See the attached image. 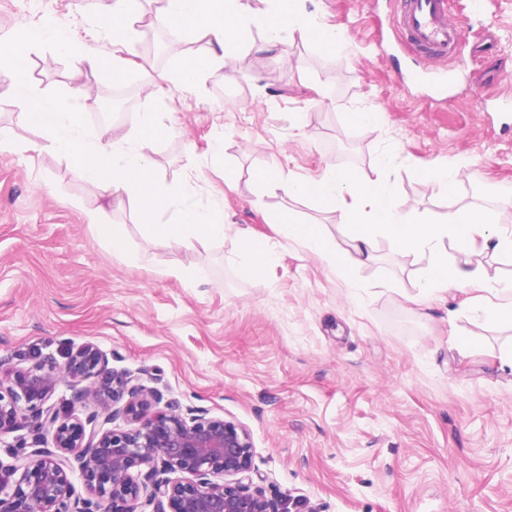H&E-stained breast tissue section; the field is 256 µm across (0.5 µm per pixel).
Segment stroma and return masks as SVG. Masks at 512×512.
Listing matches in <instances>:
<instances>
[{"instance_id":"35a3bbf8","label":"stroma","mask_w":512,"mask_h":512,"mask_svg":"<svg viewBox=\"0 0 512 512\" xmlns=\"http://www.w3.org/2000/svg\"><path fill=\"white\" fill-rule=\"evenodd\" d=\"M98 0H0V46L47 14L66 16L78 48L112 50ZM314 20L336 27L346 48L322 52L295 39L287 59L249 53L233 81L213 72L195 90L137 97L117 115L132 126L155 112L172 135L150 152L165 184L224 208L237 228L222 244L172 252L145 244L136 207L95 197L74 160L42 131L18 125L0 76V362L64 364L85 343L109 369L141 378L178 412L233 418L250 431L254 482L288 496L290 512H512V369L501 351L512 328L474 321L465 291L426 302L415 266L385 235L376 259L346 273L277 235L264 216L283 205L338 237L343 216L314 201H288L253 175L275 164L298 178L326 167L383 171L397 196L430 218L449 201L512 228V0H448L464 32L456 52L419 81L416 54L395 30L391 0H305ZM497 53H476L486 33ZM36 93L67 96L84 83L80 121L90 125L114 87L105 73L77 76L71 57L41 46L27 54ZM380 115L365 135L351 116ZM223 140L224 153L209 147ZM461 166L454 199L425 169ZM102 209L99 228L87 214ZM128 239L113 252V230ZM275 256L263 276L240 281L237 233ZM179 261L186 273L161 277ZM470 336L458 351L453 339Z\"/></svg>"}]
</instances>
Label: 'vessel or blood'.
I'll list each match as a JSON object with an SVG mask.
<instances>
[{
	"label": "vessel or blood",
	"mask_w": 512,
	"mask_h": 512,
	"mask_svg": "<svg viewBox=\"0 0 512 512\" xmlns=\"http://www.w3.org/2000/svg\"><path fill=\"white\" fill-rule=\"evenodd\" d=\"M392 4L398 28L419 50L425 65H434L461 43L460 29L448 18L447 0H392Z\"/></svg>",
	"instance_id": "b4317fda"
}]
</instances>
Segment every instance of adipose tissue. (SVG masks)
Segmentation results:
<instances>
[{
  "label": "adipose tissue",
  "mask_w": 512,
  "mask_h": 512,
  "mask_svg": "<svg viewBox=\"0 0 512 512\" xmlns=\"http://www.w3.org/2000/svg\"><path fill=\"white\" fill-rule=\"evenodd\" d=\"M154 2L155 25L173 36L169 54L174 65L149 75L144 89L150 95L167 84L200 87L217 70L232 77L244 52L257 46L250 40L255 30L264 34L257 47L267 52L281 51L297 36L316 41L329 54L343 45L336 28L309 18L302 0H265L261 10L254 9L250 0ZM98 13L103 28L112 33L110 55L75 50L68 19L57 15L23 30L10 48L0 49V74L11 82L19 122L44 131L52 149L74 159L92 194L118 206L135 203L147 241L158 239L177 251L223 241L233 227L226 224L222 207L202 204L160 181L149 151L169 138L172 129L156 113H139L130 129L112 124L87 132L81 129L77 113L61 111L55 97L32 99L23 56L42 43L71 55L77 73L104 71L116 84L141 70L134 50L140 32L134 20L143 16L144 0H99ZM189 41L202 43L203 52L186 54L184 45ZM254 179L259 185L281 188L288 197L308 198L323 210L342 213L344 222L333 240L321 225L299 219L290 208L269 218L282 238L323 257L337 271L372 261L376 236L383 233L401 256L413 258L418 299L428 300L468 283L474 291L469 301L474 320L512 325V279L470 267L473 257L487 251L512 256V232L489 223L481 211L452 203L441 218L431 219L415 214L383 175L359 178L331 166L318 178L302 180L270 165L256 171ZM169 213L174 216L170 222L165 219Z\"/></svg>",
  "instance_id": "obj_1"
}]
</instances>
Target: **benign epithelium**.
<instances>
[{
	"instance_id": "1",
	"label": "benign epithelium",
	"mask_w": 512,
	"mask_h": 512,
	"mask_svg": "<svg viewBox=\"0 0 512 512\" xmlns=\"http://www.w3.org/2000/svg\"><path fill=\"white\" fill-rule=\"evenodd\" d=\"M87 382L85 418L49 401L63 382ZM157 390L108 370L87 343L64 367L46 362L0 367V437L34 424L50 444L0 463V512H288L253 483L254 446L234 419L158 407ZM123 419L127 427L109 424ZM79 471L92 498L73 495Z\"/></svg>"
}]
</instances>
